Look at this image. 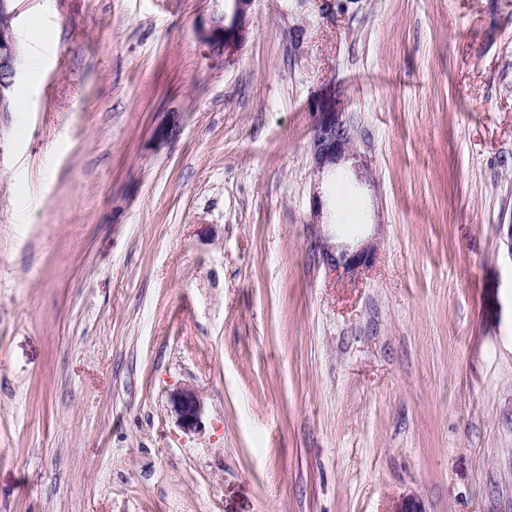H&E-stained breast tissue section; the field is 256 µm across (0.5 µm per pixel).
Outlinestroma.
<instances>
[{
    "instance_id": "obj_1",
    "label": "stroma",
    "mask_w": 512,
    "mask_h": 512,
    "mask_svg": "<svg viewBox=\"0 0 512 512\" xmlns=\"http://www.w3.org/2000/svg\"><path fill=\"white\" fill-rule=\"evenodd\" d=\"M224 3L10 0L0 512H512V0ZM230 16L224 13V24L213 27L204 38L224 50V57L233 55L245 42L248 35L249 13L254 0H230ZM226 20L227 23H226ZM312 128V152L318 173L336 169L354 158V131L344 112L336 88L315 101ZM373 249L368 244L352 248L345 244H326L322 249L323 262L340 274H355L367 267L372 260ZM169 404L181 428L191 431L198 427L203 414V404L195 389L189 386L177 388L170 393Z\"/></svg>"
}]
</instances>
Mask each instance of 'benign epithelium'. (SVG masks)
Masks as SVG:
<instances>
[{
    "mask_svg": "<svg viewBox=\"0 0 512 512\" xmlns=\"http://www.w3.org/2000/svg\"><path fill=\"white\" fill-rule=\"evenodd\" d=\"M8 0H0V112L9 108V93L16 77L18 47L8 17ZM227 23L214 27L204 38L224 50V56L237 52L248 35L249 13L254 0H230ZM312 152L317 172L334 169L355 157L354 131L344 112L336 89L329 90L315 101L312 128ZM373 257L369 245L352 248L345 244H327L322 249L323 262L340 274H355L368 266ZM171 412L178 425L186 431L194 430L201 422L203 404L195 389L181 387L169 395Z\"/></svg>",
    "mask_w": 512,
    "mask_h": 512,
    "instance_id": "benign-epithelium-1",
    "label": "benign epithelium"
}]
</instances>
